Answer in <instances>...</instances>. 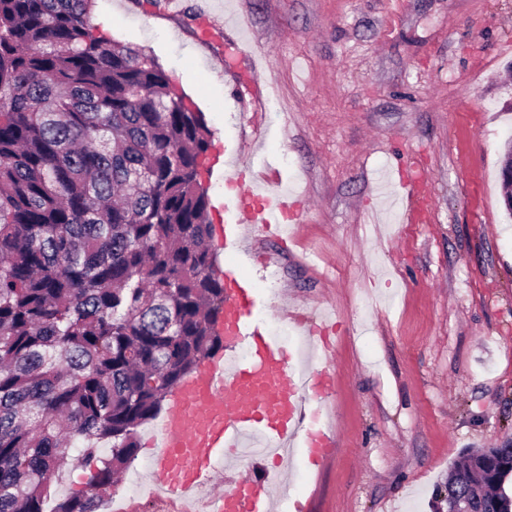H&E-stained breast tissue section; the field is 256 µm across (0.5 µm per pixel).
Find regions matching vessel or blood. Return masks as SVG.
I'll return each mask as SVG.
<instances>
[{
    "instance_id": "b4317fda",
    "label": "vessel or blood",
    "mask_w": 512,
    "mask_h": 512,
    "mask_svg": "<svg viewBox=\"0 0 512 512\" xmlns=\"http://www.w3.org/2000/svg\"><path fill=\"white\" fill-rule=\"evenodd\" d=\"M263 183L247 180L238 165L226 169L240 190L224 202L236 219L224 224V244L237 245L243 234L258 231L277 238L282 222L298 212L299 203L279 188V173L266 162ZM253 290L233 272L224 274L222 328L227 356L202 362L170 397L159 425L158 443L149 461L155 491L177 498L210 489L209 512H271L275 498L290 496L279 470L239 476L231 489L212 491L229 463L239 462V448L253 446L255 455L287 461L309 452L319 464L332 452L331 435L316 420L313 396L334 388L328 371L306 367L310 344L283 347L253 324ZM247 346L249 360L235 352Z\"/></svg>"
}]
</instances>
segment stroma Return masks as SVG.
Returning <instances> with one entry per match:
<instances>
[{
	"mask_svg": "<svg viewBox=\"0 0 512 512\" xmlns=\"http://www.w3.org/2000/svg\"><path fill=\"white\" fill-rule=\"evenodd\" d=\"M108 39L156 57L211 132L201 182L224 221L225 153L265 137L304 203L302 247L212 248L254 320L327 315L336 378L316 403L337 452L282 474L315 512H442L468 449L512 443V0H95ZM270 61L251 70L235 18ZM424 180L425 224L382 172ZM313 356L312 367H320Z\"/></svg>",
	"mask_w": 512,
	"mask_h": 512,
	"instance_id": "stroma-1",
	"label": "stroma"
}]
</instances>
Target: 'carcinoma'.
I'll list each match as a JSON object with an SVG mask.
<instances>
[{"mask_svg": "<svg viewBox=\"0 0 512 512\" xmlns=\"http://www.w3.org/2000/svg\"><path fill=\"white\" fill-rule=\"evenodd\" d=\"M90 7L0 0V512H99L137 428L223 348L197 171L211 132ZM69 458L91 478L58 499ZM498 460L512 444L472 449L446 501L512 512Z\"/></svg>", "mask_w": 512, "mask_h": 512, "instance_id": "1", "label": "carcinoma"}]
</instances>
